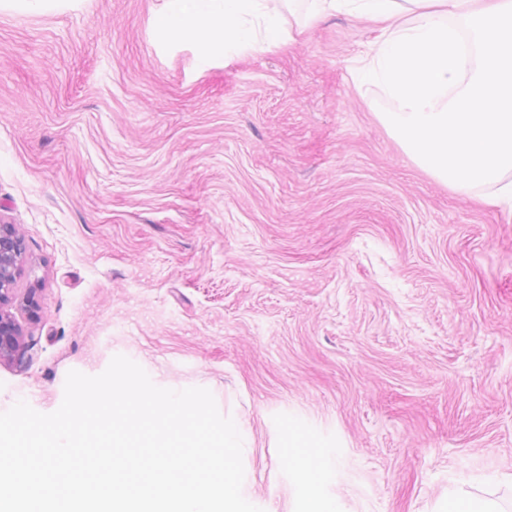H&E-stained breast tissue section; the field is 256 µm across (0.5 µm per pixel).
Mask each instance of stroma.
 <instances>
[{
    "label": "stroma",
    "instance_id": "obj_1",
    "mask_svg": "<svg viewBox=\"0 0 512 512\" xmlns=\"http://www.w3.org/2000/svg\"><path fill=\"white\" fill-rule=\"evenodd\" d=\"M162 2L0 11V219L38 304L0 409L123 355L249 429L262 512L511 503L512 213L405 153L352 16L204 65L162 48ZM318 440L325 505L282 465Z\"/></svg>",
    "mask_w": 512,
    "mask_h": 512
}]
</instances>
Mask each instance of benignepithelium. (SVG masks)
<instances>
[{"label": "benign epithelium", "mask_w": 512, "mask_h": 512, "mask_svg": "<svg viewBox=\"0 0 512 512\" xmlns=\"http://www.w3.org/2000/svg\"><path fill=\"white\" fill-rule=\"evenodd\" d=\"M26 259L22 233L0 221V359L15 358L26 347L25 334L12 315L17 301L15 282Z\"/></svg>", "instance_id": "benign-epithelium-1"}]
</instances>
